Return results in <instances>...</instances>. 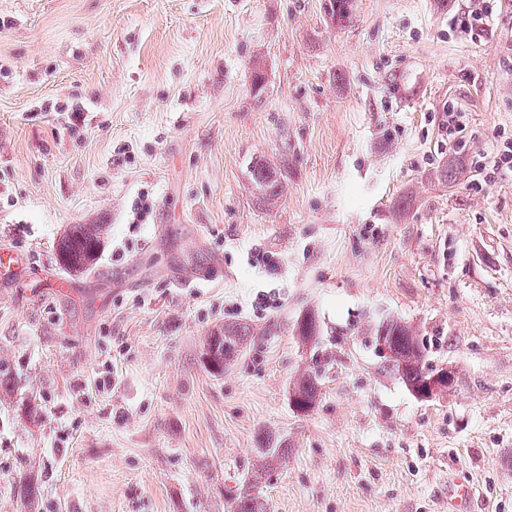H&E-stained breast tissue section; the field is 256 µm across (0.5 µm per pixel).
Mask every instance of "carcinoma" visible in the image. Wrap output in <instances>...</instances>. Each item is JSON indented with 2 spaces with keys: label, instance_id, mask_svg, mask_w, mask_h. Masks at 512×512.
<instances>
[{
  "label": "carcinoma",
  "instance_id": "carcinoma-1",
  "mask_svg": "<svg viewBox=\"0 0 512 512\" xmlns=\"http://www.w3.org/2000/svg\"><path fill=\"white\" fill-rule=\"evenodd\" d=\"M354 10V0H330L329 14L336 20L349 18ZM251 180L267 203H274L283 192L284 175L278 166L266 159H258L250 166ZM103 224H73L55 247L60 266L70 273H84L97 259L105 239ZM320 325L315 313L307 311L294 325L295 335L306 343L317 339ZM249 330L246 327H224L212 332L204 342V362L216 374L224 372L240 354ZM376 338L388 343L389 355L386 363L401 376L408 389L422 385L425 374L433 370L427 363L426 347L420 343L415 332L407 325L389 320L379 326ZM328 358L317 355L313 366L294 383L292 402L302 413L313 410L321 395L322 376ZM288 457V449L282 445L270 447L269 440L261 442L258 460L250 476L244 479L240 491L231 499L233 512H266L265 504L255 494L257 485L277 465Z\"/></svg>",
  "mask_w": 512,
  "mask_h": 512
}]
</instances>
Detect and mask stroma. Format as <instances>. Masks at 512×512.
Segmentation results:
<instances>
[{
	"mask_svg": "<svg viewBox=\"0 0 512 512\" xmlns=\"http://www.w3.org/2000/svg\"><path fill=\"white\" fill-rule=\"evenodd\" d=\"M468 6L355 0L340 24L328 0H0V248L29 263L0 281V512H230L265 438L288 446L268 512H448L452 483L512 512V166L473 165L512 141V0L474 40ZM258 158L285 167L276 205ZM72 224L109 232L62 297ZM188 268L213 278L180 287ZM308 311L315 347L292 332ZM389 319L447 392L389 369ZM225 323L251 336L216 375ZM465 118V112H462L461 109L458 108L447 109L443 112L439 128L446 136V138H444V134H442L445 142H447L448 137L449 152H457L459 141L456 138V133L462 130ZM250 174L254 187L264 201L273 204L284 188L281 169L266 159H257L250 166ZM327 362L325 355L317 353L313 366L294 383L291 399L297 411L307 413L316 407L321 395L323 368ZM425 379L423 388L415 392L421 399H430L439 393L447 391L453 384L454 377L450 370L440 369Z\"/></svg>",
	"mask_w": 512,
	"mask_h": 512,
	"instance_id": "1",
	"label": "stroma"
}]
</instances>
